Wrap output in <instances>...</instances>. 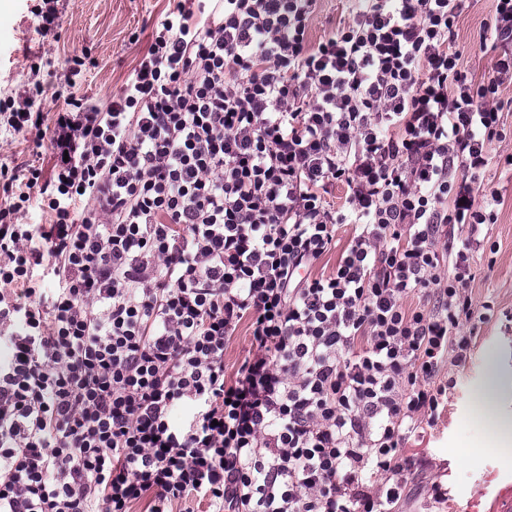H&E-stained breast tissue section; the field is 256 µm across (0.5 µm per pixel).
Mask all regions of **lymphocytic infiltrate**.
Masks as SVG:
<instances>
[{
	"label": "lymphocytic infiltrate",
	"instance_id": "lymphocytic-infiltrate-1",
	"mask_svg": "<svg viewBox=\"0 0 512 512\" xmlns=\"http://www.w3.org/2000/svg\"><path fill=\"white\" fill-rule=\"evenodd\" d=\"M316 2H180L107 108L50 119L51 175L0 166V512H393L494 310L467 288L512 0L485 82L464 0H357L313 45ZM493 0H467L457 27L455 46L463 52L464 66L475 76L477 81L487 80L492 76L495 52L479 50L483 23L494 9ZM351 230L346 224H340L336 227V246L327 253L315 266L313 273L320 275L324 273L328 275L336 267V262L340 258V255L350 243ZM251 347V340L246 325H240L234 336L230 338L224 352V362L227 367V374L233 375L238 362L248 354ZM235 364L233 367L232 365Z\"/></svg>",
	"mask_w": 512,
	"mask_h": 512
}]
</instances>
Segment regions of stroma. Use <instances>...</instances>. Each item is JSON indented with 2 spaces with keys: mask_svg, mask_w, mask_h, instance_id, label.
Segmentation results:
<instances>
[{
  "mask_svg": "<svg viewBox=\"0 0 512 512\" xmlns=\"http://www.w3.org/2000/svg\"><path fill=\"white\" fill-rule=\"evenodd\" d=\"M41 0H0V97L23 95L28 86L63 72L67 59L90 56L95 62L77 77L75 95L108 104L119 94L139 55L178 0H59L57 36L42 35L33 12ZM350 0H318L307 37L317 44L349 18ZM492 0H467L455 46L464 65L483 81L491 77L494 52H481L483 24ZM35 133L0 139V164H32L50 170L48 148L36 147ZM499 193L497 221L483 226L486 244L495 246V265L481 268L468 291L475 303L493 302L494 314L477 331L473 359L465 370L445 364L443 378L453 380L448 403L436 422L413 436L407 454L420 460L397 512H489L502 482L512 479V431L492 448L488 415L478 411L474 395L496 358L502 376L492 415L512 423V172L494 166L486 174Z\"/></svg>",
  "mask_w": 512,
  "mask_h": 512,
  "instance_id": "35a3bbf8",
  "label": "stroma"
}]
</instances>
